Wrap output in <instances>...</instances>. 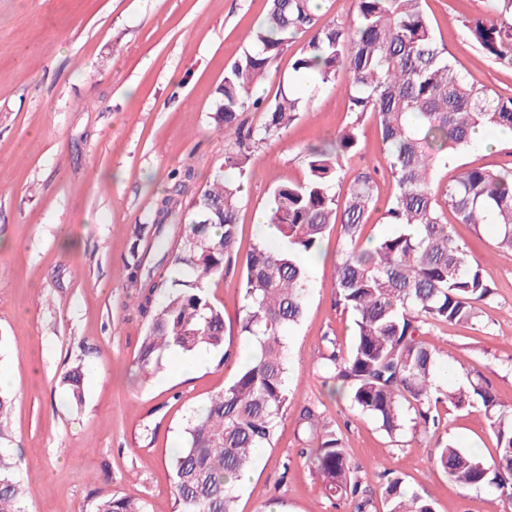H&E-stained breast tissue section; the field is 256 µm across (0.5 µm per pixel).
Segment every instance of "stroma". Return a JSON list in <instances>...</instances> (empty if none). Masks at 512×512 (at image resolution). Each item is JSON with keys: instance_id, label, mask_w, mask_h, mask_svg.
Here are the masks:
<instances>
[{"instance_id": "1", "label": "stroma", "mask_w": 512, "mask_h": 512, "mask_svg": "<svg viewBox=\"0 0 512 512\" xmlns=\"http://www.w3.org/2000/svg\"><path fill=\"white\" fill-rule=\"evenodd\" d=\"M439 47L476 85L512 95V68L488 59L467 33L488 15L486 0H426ZM266 0H0V372L12 378L11 406L0 419L23 512H89L95 497L130 493L147 512H175L168 460L184 427L234 378L239 362L204 352L196 372L164 366L144 376L136 360L146 321L130 298L124 259L139 225L171 191L172 172L192 168L181 199L191 204L224 161L213 132L214 90L251 45ZM348 74L312 96L306 112L251 155L238 204L240 244L223 274L205 281L211 301L235 324L254 225L276 186L302 180L307 146L346 119ZM359 156L346 178L377 172L381 199L394 192L374 117L361 127ZM512 143L468 151L438 173L500 170ZM495 289L478 329L444 326L429 336L441 384H489L512 403V252L497 249L491 227L456 224ZM340 227L332 225L310 269L301 321L290 332V402L270 447L242 484L238 512H349L327 498L299 450L304 406L319 405L340 435L364 486L402 477L427 490L436 512H503L491 491L462 488L432 468L435 438L406 427L388 437L344 398H330L319 368L329 345L348 351L349 313L335 302ZM90 369L81 401L61 382L74 366ZM447 437L491 461L495 439L482 413L441 408Z\"/></svg>"}]
</instances>
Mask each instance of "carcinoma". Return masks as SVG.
I'll return each instance as SVG.
<instances>
[{"label":"carcinoma","mask_w":512,"mask_h":512,"mask_svg":"<svg viewBox=\"0 0 512 512\" xmlns=\"http://www.w3.org/2000/svg\"><path fill=\"white\" fill-rule=\"evenodd\" d=\"M425 0H356L349 25L324 20L311 0H269L267 20L251 46L224 71L216 89L214 130L224 134V153L209 187L183 210L180 192L193 177L181 172L173 189L135 234L125 259L127 282L139 289L138 310L147 320L138 363L157 370L174 348L207 350L231 357L225 348L224 312L205 291V278L223 273L236 250L241 181L252 152L278 137L306 111L308 94L349 73L348 120L332 144L312 148L306 175L278 185L265 211L279 242L256 243L246 257L240 288L238 335L253 345L234 380L211 397L205 411L188 421L170 457L177 512H237L235 480L254 462L253 450L270 445L288 409V332L303 315L309 291L306 255L317 251L331 225L342 239L333 289L351 314L354 338L345 355L332 350L322 367L336 380L334 393L372 418L389 437L406 422L431 436L447 428L441 404L483 411L496 440L486 463L437 437L433 467L461 487H486L512 504V404H503L482 379L468 387L435 385V348L426 337L441 325L478 326L494 289L470 263L448 223L495 227L496 247L512 251V166L497 172L469 168L444 185L440 167L476 149L479 129H512V96L475 86L436 43ZM494 19L469 21L473 42L488 57L512 66V0H490ZM307 36L279 93L267 102L252 95L288 48V37ZM266 113L265 122L244 127L240 115ZM378 125L390 158L394 194L379 199L375 178L358 174L343 193L341 161L361 150L360 127L367 115ZM383 210L394 230L363 242L373 212ZM166 264L181 276L164 280ZM83 368L63 377L74 401L81 399ZM307 434L301 455L327 494L366 512L370 500L335 431L315 407L300 412ZM22 488L15 462L0 448V512H20ZM387 512H436L426 490H409L400 477L381 488ZM91 512H145L130 494L98 496Z\"/></svg>","instance_id":"carcinoma-1"}]
</instances>
